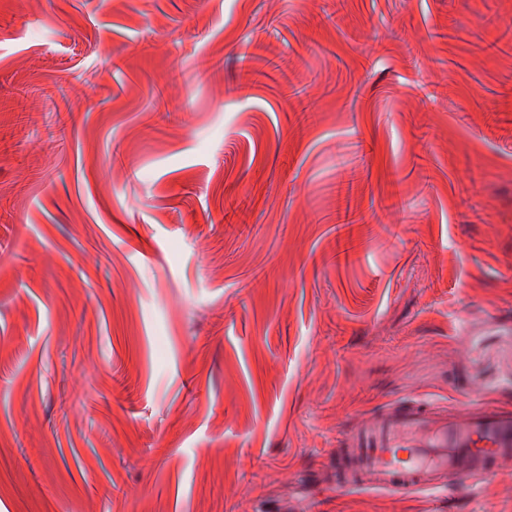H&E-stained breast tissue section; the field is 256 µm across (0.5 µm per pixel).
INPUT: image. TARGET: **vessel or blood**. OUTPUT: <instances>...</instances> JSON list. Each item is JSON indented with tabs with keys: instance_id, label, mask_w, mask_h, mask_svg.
Instances as JSON below:
<instances>
[{
	"instance_id": "vessel-or-blood-1",
	"label": "vessel or blood",
	"mask_w": 512,
	"mask_h": 512,
	"mask_svg": "<svg viewBox=\"0 0 512 512\" xmlns=\"http://www.w3.org/2000/svg\"><path fill=\"white\" fill-rule=\"evenodd\" d=\"M512 462V407L441 408L417 400L383 405L355 424L328 459L340 491L479 489Z\"/></svg>"
}]
</instances>
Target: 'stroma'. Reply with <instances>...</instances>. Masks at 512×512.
I'll return each mask as SVG.
<instances>
[{"label": "stroma", "instance_id": "35a3bbf8", "mask_svg": "<svg viewBox=\"0 0 512 512\" xmlns=\"http://www.w3.org/2000/svg\"><path fill=\"white\" fill-rule=\"evenodd\" d=\"M512 407V0H0V512L338 493L375 406Z\"/></svg>", "mask_w": 512, "mask_h": 512}]
</instances>
